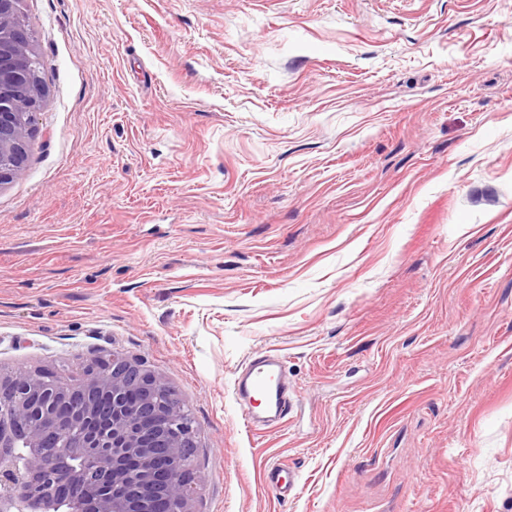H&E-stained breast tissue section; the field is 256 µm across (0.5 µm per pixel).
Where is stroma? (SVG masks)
Returning <instances> with one entry per match:
<instances>
[{
  "label": "stroma",
  "instance_id": "obj_1",
  "mask_svg": "<svg viewBox=\"0 0 512 512\" xmlns=\"http://www.w3.org/2000/svg\"><path fill=\"white\" fill-rule=\"evenodd\" d=\"M23 10L0 367L143 361L194 420L197 512H512V0ZM267 352L299 403L252 431L231 386ZM286 470L279 465L270 466L265 473V483L276 489L280 496L287 497L298 486V475L288 470V476L284 475Z\"/></svg>",
  "mask_w": 512,
  "mask_h": 512
}]
</instances>
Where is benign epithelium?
I'll list each match as a JSON object with an SVG mask.
<instances>
[{
  "label": "benign epithelium",
  "instance_id": "7a95c632",
  "mask_svg": "<svg viewBox=\"0 0 512 512\" xmlns=\"http://www.w3.org/2000/svg\"><path fill=\"white\" fill-rule=\"evenodd\" d=\"M0 0V185L28 158L43 62ZM0 371V512H196L193 421L164 379L114 353L76 383Z\"/></svg>",
  "mask_w": 512,
  "mask_h": 512
}]
</instances>
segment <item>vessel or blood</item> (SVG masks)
I'll list each match as a JSON object with an SVG mask.
<instances>
[{"label": "vessel or blood", "instance_id": "1", "mask_svg": "<svg viewBox=\"0 0 512 512\" xmlns=\"http://www.w3.org/2000/svg\"><path fill=\"white\" fill-rule=\"evenodd\" d=\"M233 396L241 407L247 427L255 429L281 421L292 406V390L285 383L283 358L276 353L250 361L233 380ZM265 482L280 496H288L298 486L296 473L270 466Z\"/></svg>", "mask_w": 512, "mask_h": 512}]
</instances>
